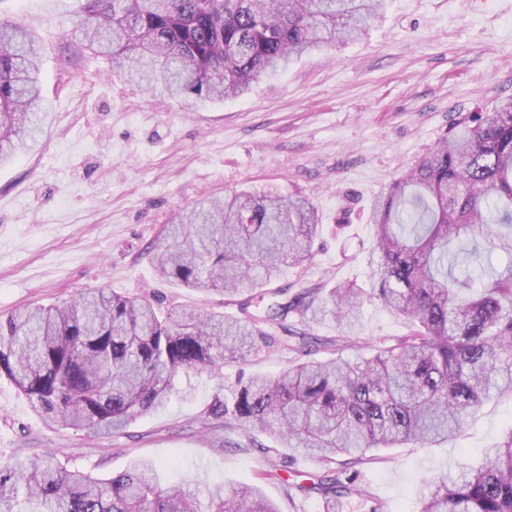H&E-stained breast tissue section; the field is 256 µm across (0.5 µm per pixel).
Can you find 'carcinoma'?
<instances>
[{
	"mask_svg": "<svg viewBox=\"0 0 512 512\" xmlns=\"http://www.w3.org/2000/svg\"><path fill=\"white\" fill-rule=\"evenodd\" d=\"M385 0H83L71 34L112 72L153 93L238 99L283 73L292 58L357 38ZM40 46L0 20V163L22 153L42 122ZM371 287L267 286L313 255L317 206L281 192L234 191L200 200L167 225L158 274L182 288L237 298L239 316L116 294L107 288L0 320V374L47 423L118 433L161 410L181 372L224 379L277 347L275 375L240 376L205 420L224 431L275 434L284 447L337 464L344 478L296 484L327 512L352 492L369 452L428 447L456 436L484 403L512 393V100L474 112L369 210ZM375 298L408 332L375 354L343 357L356 311ZM335 320L338 334L307 330ZM303 329H298V326ZM319 351L322 359H308ZM160 464L138 460L97 478L44 454L0 461V512L24 490L33 512H202L195 491L163 487ZM421 512H512V427L485 462L421 484ZM207 512H279L253 486L207 488Z\"/></svg>",
	"mask_w": 512,
	"mask_h": 512,
	"instance_id": "carcinoma-1",
	"label": "carcinoma"
}]
</instances>
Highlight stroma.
Returning <instances> with one entry per match:
<instances>
[{
    "label": "stroma",
    "instance_id": "obj_1",
    "mask_svg": "<svg viewBox=\"0 0 512 512\" xmlns=\"http://www.w3.org/2000/svg\"><path fill=\"white\" fill-rule=\"evenodd\" d=\"M80 0H0L43 45L48 119L37 142L0 165V318L94 288L237 315L234 302L160 279L150 263L162 231L203 197L278 188L314 201L322 246L277 281L369 284V206L470 112L512 98V0H386L385 18L356 41L296 60L278 80L235 100L192 109L112 76L99 58L72 59L70 19ZM347 357L403 335L377 300L358 312ZM207 375L178 374L164 409L112 435L51 427L0 378V459L57 454L99 477L133 460L161 464L163 484L260 488L280 512H326L318 494L286 495L326 471L301 452L277 455L268 433L228 448L201 421L218 391ZM512 426V396L492 398L448 441L380 450L336 512H419L423 477L477 466Z\"/></svg>",
    "mask_w": 512,
    "mask_h": 512
}]
</instances>
